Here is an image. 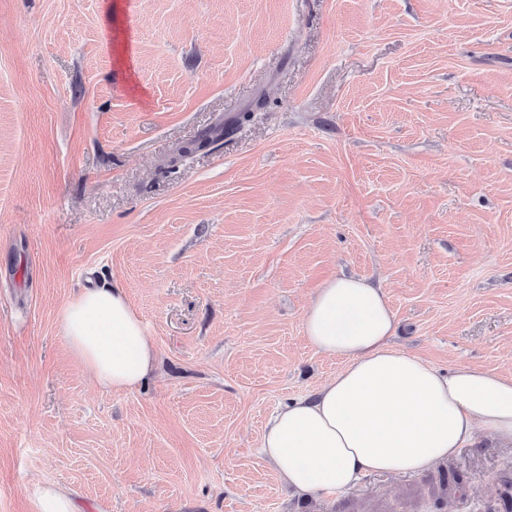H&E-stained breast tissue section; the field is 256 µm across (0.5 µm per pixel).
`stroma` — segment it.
<instances>
[{
  "mask_svg": "<svg viewBox=\"0 0 512 512\" xmlns=\"http://www.w3.org/2000/svg\"><path fill=\"white\" fill-rule=\"evenodd\" d=\"M341 274L396 348L512 377V0H0V512H505L483 431L319 498L259 456L343 366L302 329ZM100 286L157 352L129 390L57 329ZM30 507V512H80L69 491L55 483L38 486L31 495Z\"/></svg>",
  "mask_w": 512,
  "mask_h": 512,
  "instance_id": "1",
  "label": "stroma"
}]
</instances>
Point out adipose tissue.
Segmentation results:
<instances>
[{
    "label": "adipose tissue",
    "mask_w": 512,
    "mask_h": 512,
    "mask_svg": "<svg viewBox=\"0 0 512 512\" xmlns=\"http://www.w3.org/2000/svg\"><path fill=\"white\" fill-rule=\"evenodd\" d=\"M58 328L103 387L121 391L153 370L156 351L121 289L71 300ZM304 334L343 368L268 423L264 461L300 495L344 489L369 472L408 473L448 459L484 431L512 443V378L471 367L441 372L394 348L395 316L381 288L336 277L317 289Z\"/></svg>",
    "instance_id": "ef3b65f1"
}]
</instances>
